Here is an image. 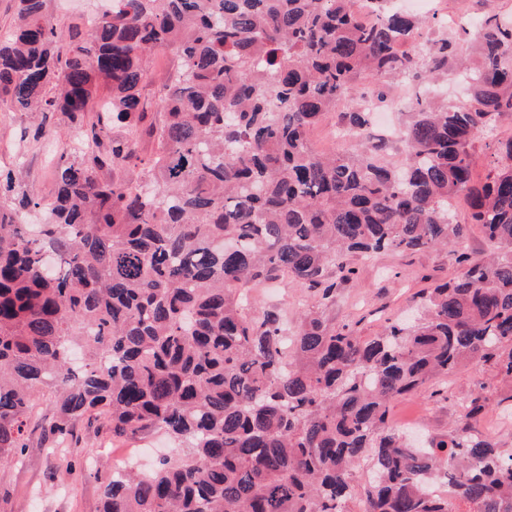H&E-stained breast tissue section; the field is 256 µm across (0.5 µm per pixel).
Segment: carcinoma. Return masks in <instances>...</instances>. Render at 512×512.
<instances>
[{
  "instance_id": "1",
  "label": "carcinoma",
  "mask_w": 512,
  "mask_h": 512,
  "mask_svg": "<svg viewBox=\"0 0 512 512\" xmlns=\"http://www.w3.org/2000/svg\"><path fill=\"white\" fill-rule=\"evenodd\" d=\"M47 0H15L0 42V101L60 112L86 146L65 150L44 205L19 177L0 201V462L26 447L34 393L48 432L99 421L114 442L163 432L176 453L102 487L100 512H347L371 463L364 512H512V453L470 433L485 386L448 439L421 446L389 425L393 401L469 362L512 381V138L474 177L475 143L512 123V15L485 12L409 48L434 17L392 0H109L67 37ZM181 66L140 155L147 57ZM460 77L468 98L412 103L404 163L383 161L365 95L387 79ZM111 90L105 112L98 89ZM338 113L355 142L326 154L309 131ZM121 126L128 137L117 139ZM470 223L494 245L420 296L413 323L363 338L323 309L346 258L459 247ZM42 209L33 232L18 210ZM287 277L316 292L293 327L252 309L248 285Z\"/></svg>"
}]
</instances>
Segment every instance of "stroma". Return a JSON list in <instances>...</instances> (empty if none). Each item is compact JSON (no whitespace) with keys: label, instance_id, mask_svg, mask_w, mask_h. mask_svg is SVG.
I'll use <instances>...</instances> for the list:
<instances>
[{"label":"stroma","instance_id":"35a3bbf8","mask_svg":"<svg viewBox=\"0 0 512 512\" xmlns=\"http://www.w3.org/2000/svg\"><path fill=\"white\" fill-rule=\"evenodd\" d=\"M100 9L99 0H48L47 14L58 29H84L86 18ZM180 65L176 54L162 50L148 60V79L142 100L148 115H156L160 91ZM44 128L34 138L36 128ZM75 129L59 112H14L0 103V175L22 171L28 192L43 202L55 194L53 166L75 136ZM355 273L337 280L336 301L325 309L330 323L350 325L358 335L381 332L388 321L405 315L414 296L456 276L460 270L453 252L428 249L414 253L384 251L370 259L350 257ZM255 299L283 310L287 321L314 305L310 290L289 280L255 286ZM490 399L488 409L474 422L476 433L493 437L503 451L512 452V383L488 366L472 363L456 373L433 380L395 403L390 422L400 429H415L428 438L451 431L462 403L478 391ZM49 391L37 393L36 413L27 430V446L12 461L0 464V512H98L100 486L113 470L124 466L125 450L136 455L140 468H150L157 454L170 452L166 435L128 442L126 449H109L105 432L96 424L79 423V443L65 448L45 432L50 414Z\"/></svg>","mask_w":512,"mask_h":512}]
</instances>
